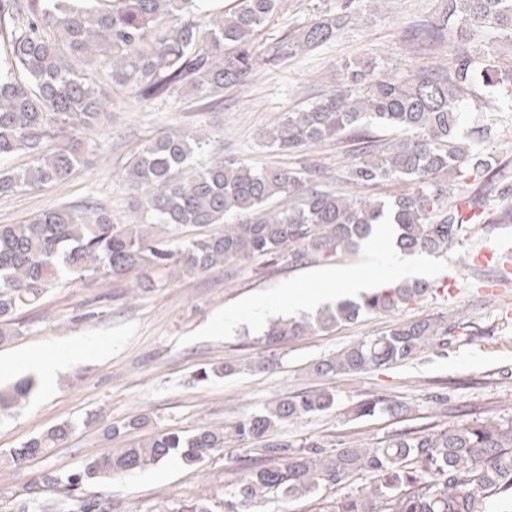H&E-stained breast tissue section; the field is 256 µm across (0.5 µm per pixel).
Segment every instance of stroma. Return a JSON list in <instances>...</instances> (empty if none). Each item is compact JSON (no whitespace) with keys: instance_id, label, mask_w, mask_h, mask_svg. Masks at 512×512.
Here are the masks:
<instances>
[{"instance_id":"1","label":"stroma","mask_w":512,"mask_h":512,"mask_svg":"<svg viewBox=\"0 0 512 512\" xmlns=\"http://www.w3.org/2000/svg\"><path fill=\"white\" fill-rule=\"evenodd\" d=\"M339 0H284L256 37L261 58L239 86L226 89L223 102L201 108L185 94L148 107L138 106L129 91L107 86L112 121L103 134L106 161L76 170L68 183L40 192L0 196V224H20L52 206L77 204L95 197L112 209V218L129 217L132 195L121 177L130 155L145 141L178 129H201L212 137L214 154H225L253 166H318L322 188L337 190L356 142L336 139L284 154L266 145L264 135L286 112L322 99L336 86L344 63L375 61L388 76L406 79L432 67L450 66L448 47L434 54L413 51L409 31L417 21L437 17L441 0H354L352 19L323 47L275 63L267 57L282 40L298 34L320 17L335 14ZM463 128L488 124L492 135L481 144L493 170L454 180L457 196L484 197L490 213L512 209L497 187L512 183V112H492L477 98L464 109ZM492 250L495 261L481 265L474 257ZM512 257V219L487 226L469 225L460 242L447 252L426 254L430 294L398 312L396 319L438 318L448 328L446 348H430L406 362L360 374L322 380L310 375V363L360 339L380 335L392 319L364 315L329 333L287 340L278 350L263 341V326L254 323L247 303L278 288L317 287L315 265L294 267L287 261L253 258L220 265L185 278H166L139 290L134 277L73 280L50 289L37 304L17 316L15 336L0 344V359L16 366L0 372V386L35 375L19 355L41 349L50 340L70 343L95 339L108 350L89 353L59 371L51 386L39 387L30 402L0 421V449L16 448L34 435L67 422L69 438L47 453L0 469V512H16L30 487L45 471H68L86 458L128 447L140 438L166 431L191 433L203 426L228 427L285 396L328 387L338 398L336 410L278 425L279 439L317 440L328 449L340 443L365 448L403 431L444 428L458 420L459 410L472 418H512V277L498 258ZM453 277L458 290L439 291L442 278ZM239 308L235 330H219L226 308ZM242 363L231 376L197 381L200 368ZM391 398L409 409L403 416L378 413L354 418L350 409L372 398ZM145 414L149 426L113 438L102 428ZM253 457L249 444L228 437L224 452L189 467L172 458L155 467L114 477L106 493L111 512H176L200 495L221 506L225 485L239 479Z\"/></svg>"}]
</instances>
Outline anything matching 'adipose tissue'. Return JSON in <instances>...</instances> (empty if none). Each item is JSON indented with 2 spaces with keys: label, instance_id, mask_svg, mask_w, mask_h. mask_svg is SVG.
I'll list each match as a JSON object with an SVG mask.
<instances>
[{
  "label": "adipose tissue",
  "instance_id": "ef3b65f1",
  "mask_svg": "<svg viewBox=\"0 0 512 512\" xmlns=\"http://www.w3.org/2000/svg\"><path fill=\"white\" fill-rule=\"evenodd\" d=\"M420 270V261L403 255L399 251L383 248L378 238L374 237L366 242L365 260L362 266L333 267L321 272L320 277L328 285V292H315L290 285L279 290L274 302L287 306L292 312L310 310L330 301L333 293L367 290L371 286V278L408 279L417 276Z\"/></svg>",
  "mask_w": 512,
  "mask_h": 512
}]
</instances>
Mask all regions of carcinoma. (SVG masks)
<instances>
[{
    "label": "carcinoma",
    "mask_w": 512,
    "mask_h": 512,
    "mask_svg": "<svg viewBox=\"0 0 512 512\" xmlns=\"http://www.w3.org/2000/svg\"><path fill=\"white\" fill-rule=\"evenodd\" d=\"M0 0V195L39 191L67 181L89 156L103 150L101 134L110 102L92 75L105 73L147 106L189 90L207 100L241 84L258 63L255 38L282 8V0ZM351 13L335 15L288 37L296 54L331 41ZM512 47V0H444L437 18L416 29L418 49L453 51L446 70L426 69L394 80L366 62L342 66V82L322 100L287 112L267 132L282 153L347 135L358 143L347 178L355 186L410 185L393 200L354 197L320 188L299 169L255 168L237 160L202 157L210 137L176 130L147 141L129 159L124 180L134 192L131 220L116 224L112 209L95 200L61 205L23 224H0V342L17 329L15 315L64 280L137 273L139 288L154 287L149 273L194 275L219 265L288 256L293 266L336 257L367 239L378 224H394L403 253L437 254L459 242L466 225L492 224L480 197L461 200L448 190L464 173L490 172L475 146L490 134L477 125L459 132L464 93L479 81L503 95L499 112H512V68L503 69L474 44L478 31ZM372 126L393 138L370 139ZM17 154L29 166L8 165ZM288 196V205L270 204ZM220 228L180 241L185 225ZM431 292L428 283L400 281L342 298L313 317L274 321L263 333L273 347L311 332H328L366 313L394 314ZM438 319L394 321L380 336L354 342L311 364L318 377L359 373L400 363L447 344ZM32 379L0 389V417L29 398ZM336 394L315 389L285 397L232 428L241 441H257L260 462L224 490V512H251L258 503L309 497L342 486L358 473L372 476L364 490L336 500L329 512H486V500L512 493V419L463 418L442 428L402 432L373 448L319 441L300 445L273 437L283 422L333 411ZM378 411L404 414L393 399L366 400L357 417ZM147 423L144 416L112 425L107 436ZM70 426H54L18 448L0 450V466L18 465L65 441ZM224 429L164 432L89 458L72 472L45 473L32 488L36 512H61L46 486H104L116 475L144 470L173 454L195 465L224 451Z\"/></svg>",
    "instance_id": "1"
}]
</instances>
